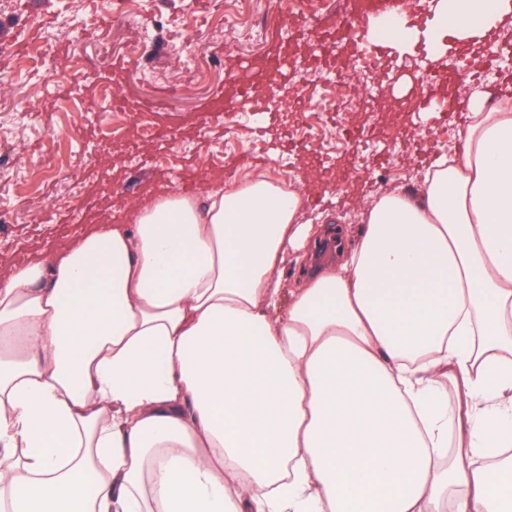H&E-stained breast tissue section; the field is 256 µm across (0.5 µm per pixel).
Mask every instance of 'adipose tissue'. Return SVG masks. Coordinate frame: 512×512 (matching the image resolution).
Listing matches in <instances>:
<instances>
[{"instance_id": "1", "label": "adipose tissue", "mask_w": 512, "mask_h": 512, "mask_svg": "<svg viewBox=\"0 0 512 512\" xmlns=\"http://www.w3.org/2000/svg\"><path fill=\"white\" fill-rule=\"evenodd\" d=\"M385 42H512V0H436ZM360 204L281 297L313 182L165 188L48 261L0 259V512H512V88Z\"/></svg>"}]
</instances>
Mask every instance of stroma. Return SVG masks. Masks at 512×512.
Returning a JSON list of instances; mask_svg holds the SVG:
<instances>
[{"label": "stroma", "mask_w": 512, "mask_h": 512, "mask_svg": "<svg viewBox=\"0 0 512 512\" xmlns=\"http://www.w3.org/2000/svg\"><path fill=\"white\" fill-rule=\"evenodd\" d=\"M349 0H315L308 15L289 11L286 0H0V254L14 255L22 241L39 236L54 216L77 210L87 196L110 200L147 198L144 165L189 163L201 174L197 197L217 182L258 170L274 181L292 177L298 155L313 160L316 193L330 211L307 206L305 223L318 228L317 242L302 261L287 259L281 288H294L301 272L343 259L361 222L356 200L415 180L424 160L448 147L453 130L423 132L405 99L381 89L382 73L360 78L343 70L327 82L315 75V35L296 30L309 21L344 20ZM116 18L105 27L96 17ZM48 37L45 60L18 70L17 54L36 33ZM277 47L290 83L304 90L306 104L335 98L333 111L313 120L295 95L268 94L278 114L276 129L298 145L287 159L262 147L253 116L203 125L217 95L232 96L235 65ZM128 61L114 77V60ZM121 81L130 99L163 104L149 123L176 119L175 147L142 136L134 121L112 129V110L99 86ZM363 128L353 145L339 127ZM384 142L376 157L371 142Z\"/></svg>", "instance_id": "1"}]
</instances>
